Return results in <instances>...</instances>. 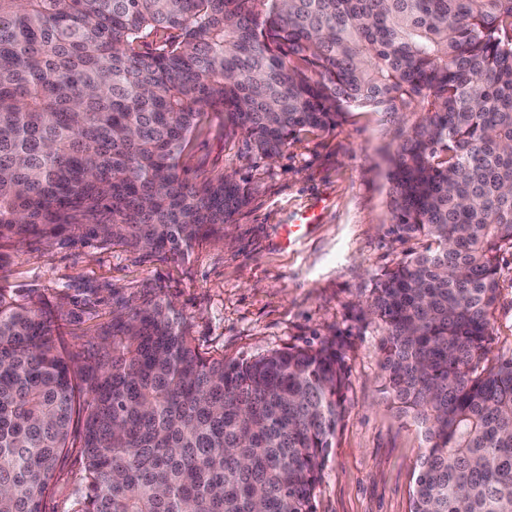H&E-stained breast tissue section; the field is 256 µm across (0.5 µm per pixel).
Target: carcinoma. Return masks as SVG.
<instances>
[{
  "label": "carcinoma",
  "instance_id": "1",
  "mask_svg": "<svg viewBox=\"0 0 512 512\" xmlns=\"http://www.w3.org/2000/svg\"><path fill=\"white\" fill-rule=\"evenodd\" d=\"M352 108L419 112L390 159L391 400L429 446L411 512H512V358L486 366L512 250V0H0V241L183 256L248 203L180 158L211 112L267 158ZM92 351L0 288V512H43L80 426L73 512H314L344 413V342L206 357L153 294Z\"/></svg>",
  "mask_w": 512,
  "mask_h": 512
}]
</instances>
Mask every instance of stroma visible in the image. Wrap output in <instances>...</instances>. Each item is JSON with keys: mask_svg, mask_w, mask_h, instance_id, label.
Returning <instances> with one entry per match:
<instances>
[{"mask_svg": "<svg viewBox=\"0 0 512 512\" xmlns=\"http://www.w3.org/2000/svg\"><path fill=\"white\" fill-rule=\"evenodd\" d=\"M419 113L346 112L334 129L306 132L269 159L223 113H210L182 159L187 178L231 174L246 182L248 205L188 258L133 250L118 241L6 243L0 287L58 308L63 338L95 343L115 299L162 292L189 319L206 356L249 359L272 350L345 341V413L314 492L316 512H410L426 443L412 416L392 405L379 366L383 326L363 308L377 278L422 241L391 231L389 157ZM320 208L323 219L293 238L284 225ZM97 289L86 301V289ZM490 361L512 358V252H503L491 317ZM79 449L54 479L44 512H71L83 488Z\"/></svg>", "mask_w": 512, "mask_h": 512, "instance_id": "stroma-1", "label": "stroma"}]
</instances>
